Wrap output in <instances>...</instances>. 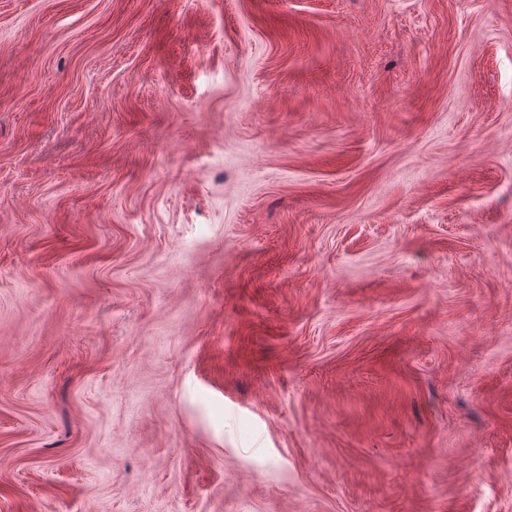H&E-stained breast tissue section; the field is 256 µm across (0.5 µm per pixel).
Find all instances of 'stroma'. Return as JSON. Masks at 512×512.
Masks as SVG:
<instances>
[{"mask_svg": "<svg viewBox=\"0 0 512 512\" xmlns=\"http://www.w3.org/2000/svg\"><path fill=\"white\" fill-rule=\"evenodd\" d=\"M0 512H512V0H0Z\"/></svg>", "mask_w": 512, "mask_h": 512, "instance_id": "35a3bbf8", "label": "stroma"}]
</instances>
